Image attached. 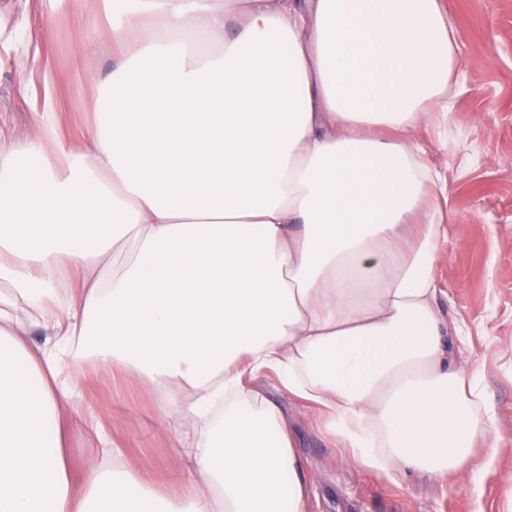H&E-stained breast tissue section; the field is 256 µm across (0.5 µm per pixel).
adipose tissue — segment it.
<instances>
[{
	"mask_svg": "<svg viewBox=\"0 0 512 512\" xmlns=\"http://www.w3.org/2000/svg\"><path fill=\"white\" fill-rule=\"evenodd\" d=\"M105 110L0 155V512H305L277 374L350 461L465 475L495 413L435 308L444 180L410 141L453 108L444 0H112ZM44 339L34 345L31 329ZM171 391L198 482L75 470L65 368Z\"/></svg>",
	"mask_w": 512,
	"mask_h": 512,
	"instance_id": "1",
	"label": "adipose tissue"
}]
</instances>
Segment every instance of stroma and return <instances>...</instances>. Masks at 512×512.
Here are the masks:
<instances>
[{"label":"stroma","instance_id":"35a3bbf8","mask_svg":"<svg viewBox=\"0 0 512 512\" xmlns=\"http://www.w3.org/2000/svg\"><path fill=\"white\" fill-rule=\"evenodd\" d=\"M445 3L464 80L447 122L419 126L413 137L448 185L447 198L428 199L448 228L435 270L446 340L456 367L482 380L497 445L476 449L465 480L411 471L392 483L349 464L311 409L261 377L255 386L287 415L310 479L306 512H512V0ZM111 33L105 0H0L1 151L31 137L49 106L68 141L97 120L88 76L110 74ZM69 370L82 393L67 410L74 464L102 456L100 427L169 491L194 480L160 432L162 388L90 358Z\"/></svg>","mask_w":512,"mask_h":512}]
</instances>
